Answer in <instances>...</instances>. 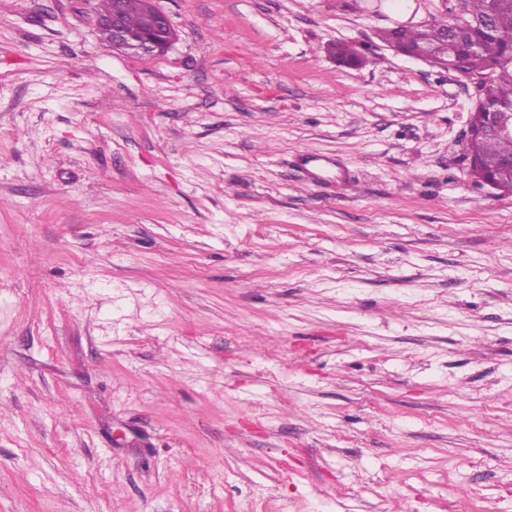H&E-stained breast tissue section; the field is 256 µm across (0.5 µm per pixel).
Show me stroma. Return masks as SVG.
Segmentation results:
<instances>
[{
	"mask_svg": "<svg viewBox=\"0 0 512 512\" xmlns=\"http://www.w3.org/2000/svg\"><path fill=\"white\" fill-rule=\"evenodd\" d=\"M155 3L0 0V512H512V195L377 37L448 0ZM113 0H100L101 8L99 16L112 14L104 19L97 18V23L107 25L99 26L102 37L112 43V48L118 51L143 56L164 55L176 39V33L173 29L169 16L154 4V0H148L151 3L152 29L135 33L130 31L123 19L122 6L120 0H114L115 6L112 9ZM295 163L314 183L331 187H346L350 183V171L338 157L306 149L295 155Z\"/></svg>",
	"mask_w": 512,
	"mask_h": 512,
	"instance_id": "stroma-1",
	"label": "stroma"
}]
</instances>
